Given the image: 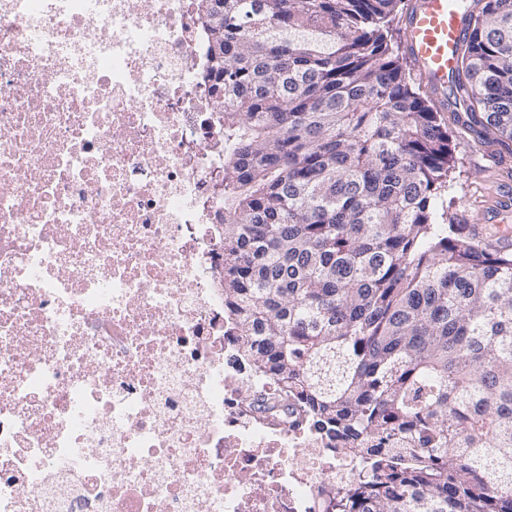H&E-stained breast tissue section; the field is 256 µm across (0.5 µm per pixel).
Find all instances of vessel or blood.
<instances>
[{"instance_id":"b4317fda","label":"vessel or blood","mask_w":512,"mask_h":512,"mask_svg":"<svg viewBox=\"0 0 512 512\" xmlns=\"http://www.w3.org/2000/svg\"><path fill=\"white\" fill-rule=\"evenodd\" d=\"M409 57L439 106L448 104V80L467 36L463 13L452 0H412L405 19Z\"/></svg>"}]
</instances>
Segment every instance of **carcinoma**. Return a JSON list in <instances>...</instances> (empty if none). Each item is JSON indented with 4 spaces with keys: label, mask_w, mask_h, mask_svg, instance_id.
Masks as SVG:
<instances>
[{
    "label": "carcinoma",
    "mask_w": 512,
    "mask_h": 512,
    "mask_svg": "<svg viewBox=\"0 0 512 512\" xmlns=\"http://www.w3.org/2000/svg\"><path fill=\"white\" fill-rule=\"evenodd\" d=\"M402 0H201L224 123V314L252 402L358 461L321 512H512V250L448 205ZM457 121L512 142V0H474Z\"/></svg>",
    "instance_id": "1"
}]
</instances>
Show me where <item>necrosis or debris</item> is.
I'll use <instances>...</instances> for the list:
<instances>
[{"label":"necrosis or debris","instance_id":"necrosis-or-debris-1","mask_svg":"<svg viewBox=\"0 0 512 512\" xmlns=\"http://www.w3.org/2000/svg\"><path fill=\"white\" fill-rule=\"evenodd\" d=\"M197 0H0V512H315L353 462L225 333Z\"/></svg>","mask_w":512,"mask_h":512}]
</instances>
